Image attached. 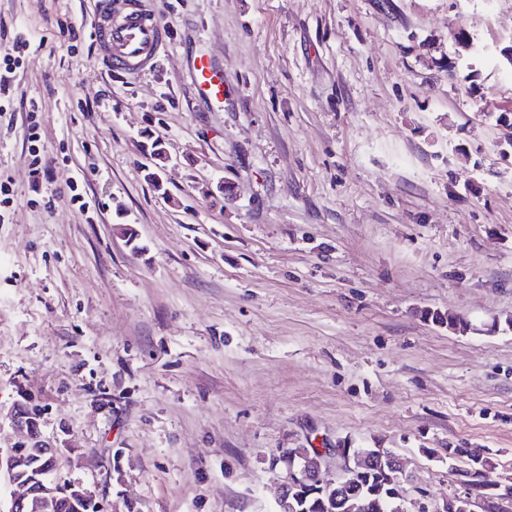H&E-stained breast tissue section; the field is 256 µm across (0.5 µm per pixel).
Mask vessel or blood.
<instances>
[{"label": "vessel or blood", "instance_id": "obj_1", "mask_svg": "<svg viewBox=\"0 0 512 512\" xmlns=\"http://www.w3.org/2000/svg\"><path fill=\"white\" fill-rule=\"evenodd\" d=\"M92 26L103 58L117 73L153 66L167 45L168 31L157 13L140 8L135 0H128L120 10L112 9L111 0H97ZM191 90L208 103H224V72L207 54L195 58Z\"/></svg>", "mask_w": 512, "mask_h": 512}]
</instances>
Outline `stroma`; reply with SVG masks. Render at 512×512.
Segmentation results:
<instances>
[{
    "mask_svg": "<svg viewBox=\"0 0 512 512\" xmlns=\"http://www.w3.org/2000/svg\"><path fill=\"white\" fill-rule=\"evenodd\" d=\"M144 2L172 39L123 75L94 0H0V448L36 407L100 512H278L282 448L392 449L407 512L477 448L503 493L512 0ZM29 47V43L27 41H22L19 37L13 42L12 47L8 49V51H4L0 54V93L5 90L6 86L9 85L12 74L14 70L17 69V65L19 63V58L24 54ZM17 53V55H14ZM190 88L195 97L212 105L224 104V71L215 66L205 53H199L195 58Z\"/></svg>",
    "mask_w": 512,
    "mask_h": 512,
    "instance_id": "1",
    "label": "stroma"
}]
</instances>
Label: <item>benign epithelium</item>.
I'll return each mask as SVG.
<instances>
[{
  "mask_svg": "<svg viewBox=\"0 0 512 512\" xmlns=\"http://www.w3.org/2000/svg\"><path fill=\"white\" fill-rule=\"evenodd\" d=\"M11 420L16 428L26 432V441L5 454L0 452V475H5L14 487L9 512H49L60 497L70 495L87 509L95 507L92 496L82 485H61L39 474L42 469L54 470L58 456V449L42 439L39 415L19 406ZM297 454L285 448L273 457V464L286 473L278 501L281 506L288 505L293 491L301 487L323 491L334 488L336 480L328 478L325 472L331 461H336L340 473L345 474L356 470L353 460L360 459L349 448H305L300 453L305 457L303 463L297 461Z\"/></svg>",
  "mask_w": 512,
  "mask_h": 512,
  "instance_id": "benign-epithelium-1",
  "label": "benign epithelium"
}]
</instances>
